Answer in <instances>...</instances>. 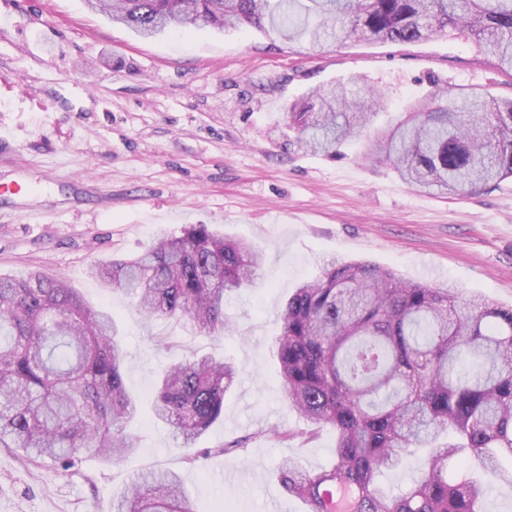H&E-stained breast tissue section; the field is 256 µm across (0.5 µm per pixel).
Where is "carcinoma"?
<instances>
[{"label":"carcinoma","instance_id":"carcinoma-1","mask_svg":"<svg viewBox=\"0 0 512 512\" xmlns=\"http://www.w3.org/2000/svg\"><path fill=\"white\" fill-rule=\"evenodd\" d=\"M143 38L181 29L252 27L272 42L415 43L441 34L471 42L512 76V0H86ZM381 93L345 82L293 103L296 143L336 156L380 109ZM368 155L388 160L421 192L450 194L512 179V98L481 87L437 89ZM261 253L206 224L163 236L132 259L99 263L103 287L133 298L149 319H185L226 335L227 295L251 287ZM288 404L336 431L330 468L280 462L276 473L306 512H482L485 490L463 455L512 485V307L465 300L450 285L407 283L370 262L333 257L289 297L275 340ZM126 351L112 315L93 309L57 277L0 275V448L70 470L82 455L118 462L136 449L126 431L138 406L126 390ZM239 379L225 358L174 361L151 394L155 418L183 447L224 411ZM417 450L426 463L399 497L376 478ZM114 512H194L178 475L147 471Z\"/></svg>","mask_w":512,"mask_h":512}]
</instances>
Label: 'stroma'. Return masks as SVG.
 <instances>
[{
  "instance_id": "1",
  "label": "stroma",
  "mask_w": 512,
  "mask_h": 512,
  "mask_svg": "<svg viewBox=\"0 0 512 512\" xmlns=\"http://www.w3.org/2000/svg\"><path fill=\"white\" fill-rule=\"evenodd\" d=\"M347 79L383 95L366 137L438 84L512 97V77L461 38L350 43L309 57L252 28L144 39L85 0H0V130L12 136L0 144V185L24 188L0 201V274L61 276L108 311L139 404L129 426L138 448L116 464L82 457L62 473L0 448V512H112L113 498L149 469L177 473L195 512H303L275 464L294 457L308 471L327 469L336 434L269 436L309 426L282 394L273 342L289 296L330 256L512 306V179L461 196L421 193L388 162L366 159L364 139L332 158L297 147L289 104ZM189 224L264 251L257 284L224 305L233 333L142 319L90 273ZM196 353L226 355L242 375L198 441L211 456L191 463L154 420L148 395L171 356ZM242 438L244 449L221 454Z\"/></svg>"
}]
</instances>
